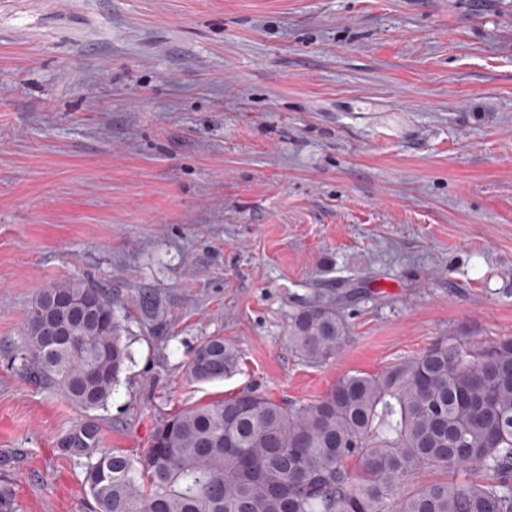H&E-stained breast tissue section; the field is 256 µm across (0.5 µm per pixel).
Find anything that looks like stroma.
<instances>
[{"label":"stroma","mask_w":512,"mask_h":512,"mask_svg":"<svg viewBox=\"0 0 512 512\" xmlns=\"http://www.w3.org/2000/svg\"><path fill=\"white\" fill-rule=\"evenodd\" d=\"M82 278L132 359L85 411L23 368ZM355 288L338 354L288 318ZM512 338V0H0V493L90 512L99 450L246 389L291 404L437 337ZM221 336L223 381L186 368ZM93 432L89 447L70 440ZM239 363L237 349L224 343V337L204 339L194 350L186 369L187 377L194 382H212L231 376Z\"/></svg>","instance_id":"obj_1"}]
</instances>
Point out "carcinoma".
<instances>
[{
	"instance_id": "obj_1",
	"label": "carcinoma",
	"mask_w": 512,
	"mask_h": 512,
	"mask_svg": "<svg viewBox=\"0 0 512 512\" xmlns=\"http://www.w3.org/2000/svg\"><path fill=\"white\" fill-rule=\"evenodd\" d=\"M341 304L338 295L291 314L296 356L336 354L348 334ZM58 326L71 342L52 340ZM125 332L111 295L82 279L53 283L28 307L24 369L73 406L100 407L131 359ZM238 363L237 349L211 336L186 375L220 381ZM470 466L487 477L426 479ZM84 489L94 512H512V339L450 334L298 406L248 389L181 409L138 460L100 450Z\"/></svg>"
}]
</instances>
